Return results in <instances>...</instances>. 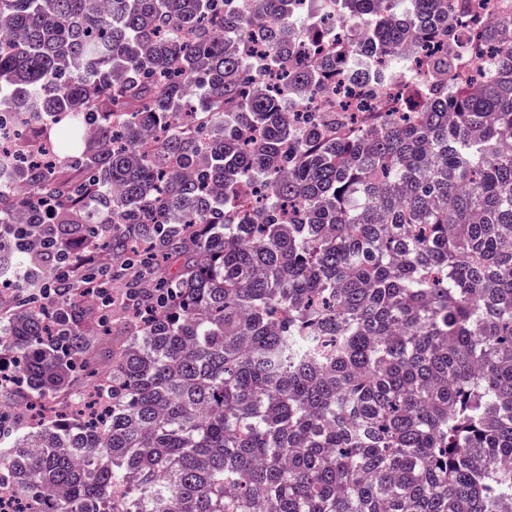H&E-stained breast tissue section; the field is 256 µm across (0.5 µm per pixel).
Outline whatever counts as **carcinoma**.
<instances>
[{
    "instance_id": "carcinoma-1",
    "label": "carcinoma",
    "mask_w": 512,
    "mask_h": 512,
    "mask_svg": "<svg viewBox=\"0 0 512 512\" xmlns=\"http://www.w3.org/2000/svg\"><path fill=\"white\" fill-rule=\"evenodd\" d=\"M0 0V107L79 171L0 185V271L46 278L0 320V499L18 512H512V20L498 69L445 84L448 0ZM344 42L277 68L310 37ZM443 41L410 112L297 123L328 77L396 82ZM154 129L160 146L138 144ZM113 264L78 292L45 243ZM126 278L137 322L75 414L11 396L89 373L88 311Z\"/></svg>"
}]
</instances>
